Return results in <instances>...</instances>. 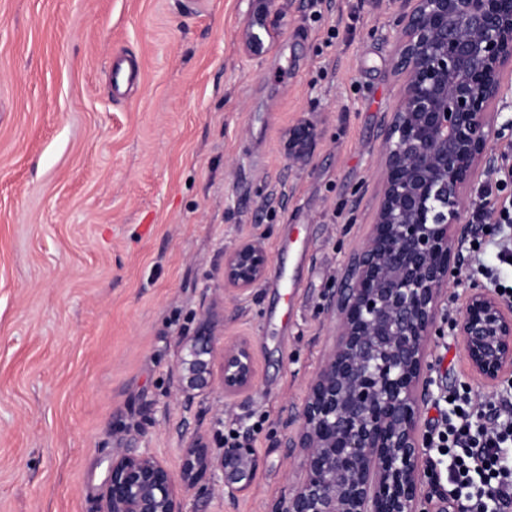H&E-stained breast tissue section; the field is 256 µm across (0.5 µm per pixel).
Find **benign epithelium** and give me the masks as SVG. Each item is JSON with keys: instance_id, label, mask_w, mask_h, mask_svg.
Masks as SVG:
<instances>
[{"instance_id": "obj_1", "label": "benign epithelium", "mask_w": 512, "mask_h": 512, "mask_svg": "<svg viewBox=\"0 0 512 512\" xmlns=\"http://www.w3.org/2000/svg\"><path fill=\"white\" fill-rule=\"evenodd\" d=\"M395 2L393 67L403 84L379 150L380 199L332 301L333 345L299 414L301 476L269 512H463L424 461L420 418L428 353L469 228L464 214L500 115L501 74L512 67V0ZM315 136L308 123L290 129L288 158L304 156ZM270 267L261 239L239 241L224 252V294H246ZM453 329L487 386L512 375V304L474 288ZM221 357L232 401L253 387L251 345L226 343ZM215 358L212 329L183 337L174 396L189 402L210 389ZM259 467L246 441L215 451L197 434L177 473L149 452L120 451L99 512H186L181 490L207 479L233 498Z\"/></svg>"}]
</instances>
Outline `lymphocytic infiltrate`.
Wrapping results in <instances>:
<instances>
[{
  "label": "lymphocytic infiltrate",
  "instance_id": "f902f5d3",
  "mask_svg": "<svg viewBox=\"0 0 512 512\" xmlns=\"http://www.w3.org/2000/svg\"><path fill=\"white\" fill-rule=\"evenodd\" d=\"M455 408L435 431L430 445L446 456L448 481L468 501V512H512V459L505 451L512 442V392L498 395L492 407L499 422L477 425L469 397L453 392Z\"/></svg>",
  "mask_w": 512,
  "mask_h": 512
}]
</instances>
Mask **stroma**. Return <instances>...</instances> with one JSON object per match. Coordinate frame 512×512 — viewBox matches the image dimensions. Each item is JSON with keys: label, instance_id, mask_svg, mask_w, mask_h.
<instances>
[{"label": "stroma", "instance_id": "1", "mask_svg": "<svg viewBox=\"0 0 512 512\" xmlns=\"http://www.w3.org/2000/svg\"><path fill=\"white\" fill-rule=\"evenodd\" d=\"M260 0H0V512H97L119 450L179 468L187 436L247 437L263 464L234 498L200 483L186 512H267L303 459L291 442L333 343L330 303L371 229L378 151L401 85L395 0H277L247 51ZM139 69L113 96V53ZM507 125L478 184L512 166ZM316 139L288 157L289 128ZM263 239L273 274L224 296V251ZM447 318L512 267L461 250ZM248 339L253 389L173 395L180 339ZM433 399L493 398L452 332L428 355Z\"/></svg>", "mask_w": 512, "mask_h": 512}]
</instances>
